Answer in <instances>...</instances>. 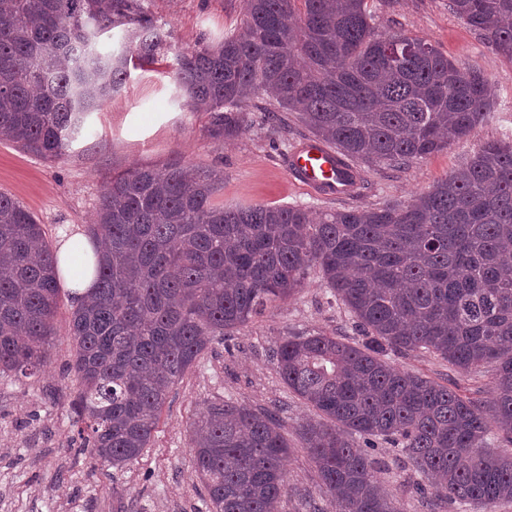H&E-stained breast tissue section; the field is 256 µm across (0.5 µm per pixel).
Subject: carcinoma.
<instances>
[{
    "mask_svg": "<svg viewBox=\"0 0 512 512\" xmlns=\"http://www.w3.org/2000/svg\"><path fill=\"white\" fill-rule=\"evenodd\" d=\"M151 0H0V140L58 162L91 131L130 68L171 52ZM512 61V0H448ZM122 32L120 47L100 37ZM400 42L397 57L385 48ZM170 77L221 142L293 112L350 163L401 168L471 136L492 111L489 82L435 46L380 32L367 0H244L215 43L174 52ZM267 97L259 114L243 106ZM224 172L174 161L112 177L87 225L101 241L95 288L70 313L72 442L102 470L150 446L172 388L212 344L301 289L316 269L361 340L293 334L270 357L317 418L298 431L333 512H398L350 442L382 439L432 478L422 499L512 501V144L481 143L406 203L323 210L217 202ZM61 303L42 225L0 193V376L47 357ZM425 350L468 372L495 366L496 395L402 372L389 353ZM212 512H279L288 439L276 411L213 401L193 428Z\"/></svg>",
    "mask_w": 512,
    "mask_h": 512,
    "instance_id": "1",
    "label": "carcinoma"
}]
</instances>
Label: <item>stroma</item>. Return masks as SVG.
<instances>
[{"instance_id":"obj_1","label":"stroma","mask_w":512,"mask_h":512,"mask_svg":"<svg viewBox=\"0 0 512 512\" xmlns=\"http://www.w3.org/2000/svg\"><path fill=\"white\" fill-rule=\"evenodd\" d=\"M368 6L378 31L396 29L426 40L458 68L479 69L488 79L494 109L470 138L402 168L363 166L364 185L357 193L319 197L288 176L294 145L309 136L295 113L285 115L287 134L255 124L234 140L215 142L207 134L206 116L190 111L179 97L166 59L132 71L124 88L93 114L91 134L76 141L61 162H46L1 141L0 192L19 201L54 246L62 234L93 223L112 177L134 166L160 168L179 158L194 168L222 169L219 199L228 207L299 204L343 211L407 201L457 168L482 142L512 143V62L454 17L448 0H368ZM151 10L167 25L173 44L187 47L237 28L244 4L152 0ZM69 316V304H62L48 359L36 376L0 377V512H209L204 481L192 463L191 431L206 404L219 399L277 409L290 446L280 512H306L305 500L318 496L320 478L297 428L313 412L281 382L269 351L303 331L356 340L347 310L323 286L318 271H311L294 296L202 355L173 387L149 448L108 476L70 446L74 426L68 403L78 381L67 370ZM388 360L397 369L457 384L480 402L492 399L491 368L462 374L424 351L392 353ZM372 455L378 462L374 476L400 512H480L451 501L429 510L410 491L421 477L403 468L399 449L379 440Z\"/></svg>"}]
</instances>
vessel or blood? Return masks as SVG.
Instances as JSON below:
<instances>
[{"label": "vessel or blood", "instance_id": "obj_1", "mask_svg": "<svg viewBox=\"0 0 512 512\" xmlns=\"http://www.w3.org/2000/svg\"><path fill=\"white\" fill-rule=\"evenodd\" d=\"M291 180L318 196H342L355 191L349 168L336 151L310 138L299 144L288 158Z\"/></svg>", "mask_w": 512, "mask_h": 512}]
</instances>
